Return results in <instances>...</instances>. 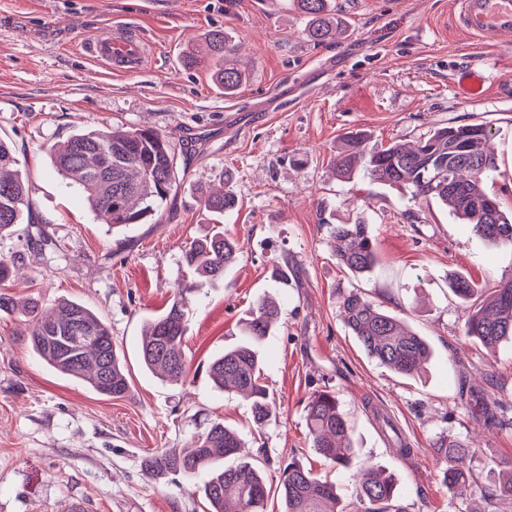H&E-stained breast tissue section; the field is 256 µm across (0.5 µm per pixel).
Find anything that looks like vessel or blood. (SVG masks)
<instances>
[{"label": "vessel or blood", "mask_w": 512, "mask_h": 512, "mask_svg": "<svg viewBox=\"0 0 512 512\" xmlns=\"http://www.w3.org/2000/svg\"><path fill=\"white\" fill-rule=\"evenodd\" d=\"M458 27L475 37L491 32H512V0H458ZM94 62L119 73H134L148 59L147 43L129 28L98 33L84 48Z\"/></svg>", "instance_id": "obj_1"}]
</instances>
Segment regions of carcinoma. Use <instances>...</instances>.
Masks as SVG:
<instances>
[{"mask_svg": "<svg viewBox=\"0 0 512 512\" xmlns=\"http://www.w3.org/2000/svg\"><path fill=\"white\" fill-rule=\"evenodd\" d=\"M308 18L307 37L325 43L340 29L331 17L330 0H296ZM205 56L217 84L231 94L248 79L237 63V47L220 30L206 38ZM491 138L485 124L441 127L430 132L413 149L392 144L365 155L353 149L359 138L349 137L333 159L336 173L347 176L362 167L370 181L403 186L414 200L435 199L450 207L480 237L512 248V217H508L485 190L497 171L495 158L482 149ZM57 171L69 188L81 191L90 208L112 228L120 230L145 224L164 205L176 185V163L168 141L149 128L112 126L73 135L61 148H50ZM203 209L222 216L235 210L231 190L202 197ZM29 208L28 185L18 170L11 145L0 139V239L15 233ZM336 260L353 275L374 271L377 256L363 220L338 224L331 230ZM239 247L224 228L186 245L182 267L188 281L179 297L148 323L140 359L149 370H158L172 384H184L189 365L183 348L186 332V294L207 281L224 277L236 265ZM459 298L473 302L466 335L486 348L512 338V278L498 282L494 299L481 301L483 290L464 276L452 282ZM21 308L30 322L33 350L58 372L87 382L97 393L116 399L130 392L128 373L112 342L109 327L86 304L61 299L49 317L39 304H19L0 291V311ZM343 320L366 353L394 372L412 377L429 357L427 343L401 321L377 307L367 297L351 292L342 303ZM280 307L262 300L244 323L245 338L208 366L215 389H232L250 401L251 415L260 429L271 415L269 393L263 383L262 360L257 344L276 325ZM311 446L320 457L339 466L349 465L353 452L351 426L334 392L317 390L306 404ZM444 467L442 482L462 500L474 491L470 469L471 450L459 441L437 449ZM235 464L216 468L225 459ZM145 471L156 477L179 476L198 485L211 512H266L268 491L261 468L238 432L215 419L193 435L185 448H163L145 457ZM283 512H403L396 505L395 482L378 467L363 468L357 480L356 500L343 503L335 486L316 477L301 462L291 459L280 466ZM482 492L489 500L512 498V472Z\"/></svg>", "mask_w": 512, "mask_h": 512, "instance_id": "cac0c4a2", "label": "carcinoma"}]
</instances>
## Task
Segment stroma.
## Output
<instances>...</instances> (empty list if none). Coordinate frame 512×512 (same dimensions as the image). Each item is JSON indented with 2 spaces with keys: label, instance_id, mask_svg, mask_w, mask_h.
Wrapping results in <instances>:
<instances>
[{
  "label": "stroma",
  "instance_id": "1",
  "mask_svg": "<svg viewBox=\"0 0 512 512\" xmlns=\"http://www.w3.org/2000/svg\"><path fill=\"white\" fill-rule=\"evenodd\" d=\"M343 34L315 43L293 0H0V138L11 143L29 186L33 223L0 240L20 253L4 287L16 300L86 303L124 355L128 397L113 400L42 361L20 312L0 311V512H208L188 483L153 477L144 457L181 448L208 420L239 429L264 472L267 512H279V466L299 459L356 495L363 465L392 473L404 512H455L441 479L437 447L471 448L480 486L512 471V341L495 350L465 335L469 305L448 283L464 275L492 296L512 275V250L489 244L433 200L376 185L363 172L334 175L346 136L365 150L413 145L435 128L491 127L497 173L487 189L512 211V33L473 39L456 25L457 0H331ZM132 27L154 54L138 72L116 74L79 45L109 28ZM219 29L241 49L250 78L233 96L213 82L208 61L184 56ZM486 91L464 98L460 70ZM124 125L167 136L180 183L149 223L114 231L82 195L66 188L49 148L81 131ZM230 188L236 210L224 228L238 241V263L204 285L188 305L185 385L144 370L146 321L173 302L187 242L212 232L200 206ZM414 219H407V212ZM363 219L377 253L373 274L353 276L333 256L330 227ZM58 243L50 259L34 245ZM287 267L288 284L272 274ZM359 291L423 337L432 356L405 377L369 358L346 327L344 296ZM281 319L259 346L274 401L254 431L248 402L209 381V362L242 338L263 298ZM335 392L352 427L353 463L341 468L313 453L305 406L313 392ZM505 408L482 417L483 402ZM389 416L413 453L399 455L382 431Z\"/></svg>",
  "mask_w": 512,
  "mask_h": 512
}]
</instances>
